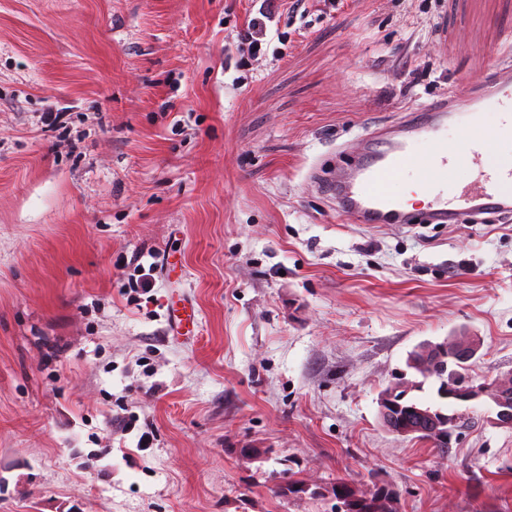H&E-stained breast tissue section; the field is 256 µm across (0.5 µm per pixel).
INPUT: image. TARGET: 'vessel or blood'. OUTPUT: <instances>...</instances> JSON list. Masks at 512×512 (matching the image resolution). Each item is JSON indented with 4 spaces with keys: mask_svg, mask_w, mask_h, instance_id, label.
<instances>
[{
    "mask_svg": "<svg viewBox=\"0 0 512 512\" xmlns=\"http://www.w3.org/2000/svg\"><path fill=\"white\" fill-rule=\"evenodd\" d=\"M341 212L357 224H459L468 216L512 214V64L449 92L404 125L367 135L356 160L329 172ZM427 188L421 210L400 186Z\"/></svg>",
    "mask_w": 512,
    "mask_h": 512,
    "instance_id": "obj_1",
    "label": "vessel or blood"
}]
</instances>
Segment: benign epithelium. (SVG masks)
I'll list each match as a JSON object with an SVG mask.
<instances>
[{"label": "benign epithelium", "instance_id": "1", "mask_svg": "<svg viewBox=\"0 0 512 512\" xmlns=\"http://www.w3.org/2000/svg\"><path fill=\"white\" fill-rule=\"evenodd\" d=\"M480 343L468 337L450 338L442 343H431L428 353L432 357L448 356L449 382L444 386L441 395L450 399L453 404L488 397L495 406V417L491 423L499 428L512 429V378L504 376L492 386L475 384L473 381L454 370V363L470 362L475 358ZM406 385L402 382L392 384L380 398V419L383 427L393 429L396 413L403 411L407 419L405 432H425L431 435L442 448H452V438L456 431L457 421L442 411L425 413L406 406Z\"/></svg>", "mask_w": 512, "mask_h": 512}]
</instances>
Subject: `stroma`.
<instances>
[{
	"label": "stroma",
	"instance_id": "stroma-1",
	"mask_svg": "<svg viewBox=\"0 0 512 512\" xmlns=\"http://www.w3.org/2000/svg\"><path fill=\"white\" fill-rule=\"evenodd\" d=\"M245 8L0 0V512H330L309 493L340 479L396 512H512L490 402L459 405L448 455L379 419L423 342L477 337L470 375L512 372V220L355 224L320 184L489 76L512 0L284 11L240 67ZM180 307L172 308V320L173 325L178 336H186L190 330V324L193 325L195 321V307L191 302H187L185 299H178ZM187 330L183 333V330Z\"/></svg>",
	"mask_w": 512,
	"mask_h": 512
}]
</instances>
